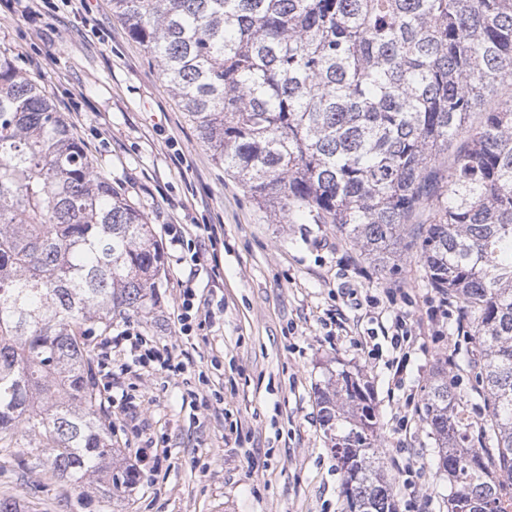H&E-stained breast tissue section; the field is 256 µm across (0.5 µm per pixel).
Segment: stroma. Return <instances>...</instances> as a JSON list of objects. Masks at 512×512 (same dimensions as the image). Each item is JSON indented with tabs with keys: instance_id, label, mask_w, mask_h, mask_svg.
<instances>
[{
	"instance_id": "1",
	"label": "stroma",
	"mask_w": 512,
	"mask_h": 512,
	"mask_svg": "<svg viewBox=\"0 0 512 512\" xmlns=\"http://www.w3.org/2000/svg\"><path fill=\"white\" fill-rule=\"evenodd\" d=\"M0 51L46 88L97 171L152 224L165 256L151 316L116 321L111 335L91 339L112 445L138 482L114 493L94 480L76 488L52 474L40 449L6 448L0 498L26 512H345L316 405L318 388L344 367L372 389L384 473L397 482L398 459H411L423 512H448L424 398L436 374L456 378L448 354L465 357V337L448 327L438 343L422 325L397 388L383 358L351 338H329L325 322L342 305L346 269L366 263L360 247L331 224L275 223L225 174L111 0H88L82 16L49 0L34 20L12 0L0 9ZM425 221L414 216L403 234L397 274L375 271L361 283L377 296L403 289L415 315L433 294L419 257ZM206 224L216 225L215 240ZM173 227L183 228V245L171 244ZM188 285L207 319L185 336L178 314ZM121 332L169 352L183 371L133 365L115 341Z\"/></svg>"
}]
</instances>
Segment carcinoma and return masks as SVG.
<instances>
[{"instance_id":"cac0c4a2","label":"carcinoma","mask_w":512,"mask_h":512,"mask_svg":"<svg viewBox=\"0 0 512 512\" xmlns=\"http://www.w3.org/2000/svg\"><path fill=\"white\" fill-rule=\"evenodd\" d=\"M216 163L281 224H333L381 273L424 209L432 288L465 318L474 392L426 413L448 512H512V0H112ZM153 226L95 170L47 90L0 53V448H41L80 487L113 466L90 337L158 303ZM488 411L473 444L468 408ZM347 512H396L372 392L317 391ZM496 469L492 476L489 467Z\"/></svg>"}]
</instances>
